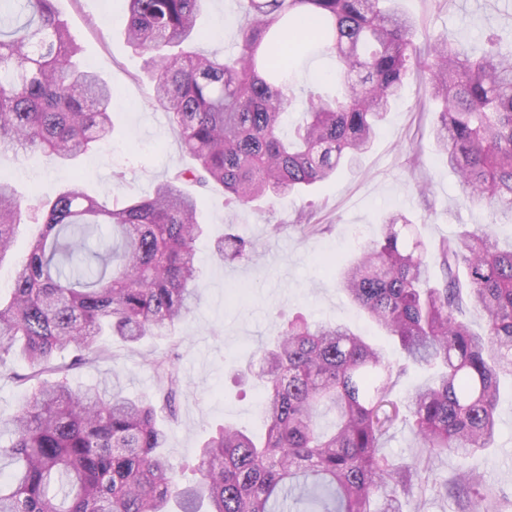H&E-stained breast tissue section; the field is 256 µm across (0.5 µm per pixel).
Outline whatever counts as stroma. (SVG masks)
<instances>
[{
  "label": "stroma",
  "instance_id": "35a3bbf8",
  "mask_svg": "<svg viewBox=\"0 0 512 512\" xmlns=\"http://www.w3.org/2000/svg\"><path fill=\"white\" fill-rule=\"evenodd\" d=\"M415 17L418 33H435L475 47L481 34L495 29L502 44L512 43V0H402ZM56 7L81 45V61L113 88L115 128L110 140L95 145L70 167L52 164L37 153L0 154V174L9 176L21 201L22 223L11 258L0 263V290L11 288L14 262L23 257L40 231L35 218L40 200L55 195L71 175H79L86 189L126 201L152 193L155 185L191 159L170 129L163 110L148 103L145 55L135 53L123 35L127 0H56ZM242 15L239 0H209L201 19L197 48L205 53L235 50ZM296 103L288 119L296 121L305 108L308 87L336 89V62L319 53L297 49L290 66ZM425 75L412 73L405 90L389 110L371 149L359 164L340 170L332 179L301 193L228 206L223 196L200 197L202 219L212 233L225 225L251 240L258 251L251 261L220 263L211 257L209 239L197 243L201 258L199 301L193 314L176 327L181 381L177 418L170 425L167 452L173 462L192 460L201 442L216 425L231 421L262 434L256 379H238L237 371L256 360L262 343L288 317L301 313L317 322L343 323L364 335L376 330L337 288L333 265L351 261L361 246L381 233L389 213L399 210L421 224L426 240L435 243L464 227L492 223L499 243L512 242V220H491L486 208L467 204L456 173L439 157L431 133L433 115L421 111ZM421 152L423 164L409 169L407 153ZM429 183L422 198L416 183ZM319 209L325 232L305 234L292 226L295 212L307 201ZM235 284L249 287L238 301L228 298ZM150 349L130 350L109 345V360L73 370V385H92L107 372L117 371L128 393L155 389L144 360ZM497 431L492 448L460 458L441 455L431 460L437 480L459 469L483 477V491L512 512V381L503 380L497 407Z\"/></svg>",
  "mask_w": 512,
  "mask_h": 512
}]
</instances>
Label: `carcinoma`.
I'll use <instances>...</instances> for the list:
<instances>
[{
    "mask_svg": "<svg viewBox=\"0 0 512 512\" xmlns=\"http://www.w3.org/2000/svg\"><path fill=\"white\" fill-rule=\"evenodd\" d=\"M127 2V43L152 54L148 101L195 163L120 206L77 178L40 203L43 232L0 298V367L14 355L29 368L13 374L28 395L0 421V460L12 465L0 512H403L418 487L448 496L481 486L472 471L439 484L428 464L398 465L383 444L400 419L429 458L495 441L499 379L512 376V244L485 225L431 246L419 225L391 214L341 274L339 286L406 360L439 368L405 403L391 398L401 369L381 347L345 324L295 315L260 350L263 441L222 424L195 463L177 465L161 419L175 417L177 348L148 359L160 398L127 395L115 375L102 388L74 387L68 373L107 354L106 333L134 346L192 313L207 227L186 185L245 205L329 179L370 149L415 69L427 74L433 137L464 200L512 217V48L495 35L479 54L442 34L418 42L399 0H240L236 50L220 56L195 47L207 0ZM304 29L336 58L338 88L310 92L285 136L290 53ZM79 51L54 0H0V153L39 150L65 164L112 135V87ZM21 213L0 178V263ZM295 227L323 230L306 209ZM255 254L233 233L212 244L223 263ZM474 311L481 334L469 326ZM70 348L80 355L65 363ZM322 410L335 415L330 431L317 424Z\"/></svg>",
    "mask_w": 512,
    "mask_h": 512,
    "instance_id": "carcinoma-1",
    "label": "carcinoma"
}]
</instances>
